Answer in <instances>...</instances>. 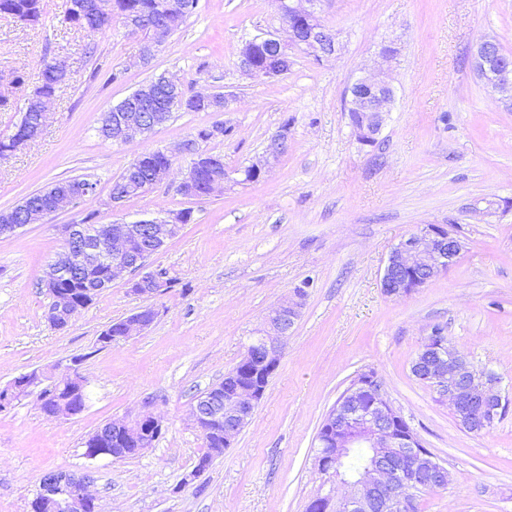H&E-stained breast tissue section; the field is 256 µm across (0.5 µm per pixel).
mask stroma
<instances>
[{
	"mask_svg": "<svg viewBox=\"0 0 512 512\" xmlns=\"http://www.w3.org/2000/svg\"><path fill=\"white\" fill-rule=\"evenodd\" d=\"M66 2L41 0L34 26L0 16V76L23 77L0 108V134L19 122L45 60L64 58L69 70L42 135L0 162V210L61 179L96 185L77 208L0 237V388L33 371L55 382L75 365L89 399L68 420L45 416L33 394L0 411V512H29L51 471L91 473L100 512H306L327 490L314 466L320 425L368 370L450 472L445 489L417 496L416 512H512V404L474 435L411 373L423 337L439 326L512 400V104L471 60L486 38L512 55V0H323L321 20L343 45L338 58L321 63L295 48L275 79L235 66L246 39L277 26L273 0H198L145 66L144 33L116 19L107 34H89L67 20ZM387 43L398 50L396 101L380 146L363 147L343 93ZM161 75L231 100L221 112L174 113L130 143L99 138L101 114ZM215 124L227 132L207 148L229 170L257 161L283 128L288 148L265 179L216 196L179 193L182 158L151 191L105 207L139 154ZM187 208L191 223L147 261L174 278L166 294L148 300L117 281L67 329L49 326L40 281L63 248L61 225L93 210L110 224ZM421 224L452 226L464 249L447 273L390 299L380 286L388 256ZM299 288L305 305L251 422L191 478L205 451L189 418L196 397L241 361L268 312ZM146 305L157 311L147 329L98 349L107 326ZM146 405L162 420L152 448L85 458L88 434Z\"/></svg>",
	"mask_w": 512,
	"mask_h": 512,
	"instance_id": "1",
	"label": "stroma"
}]
</instances>
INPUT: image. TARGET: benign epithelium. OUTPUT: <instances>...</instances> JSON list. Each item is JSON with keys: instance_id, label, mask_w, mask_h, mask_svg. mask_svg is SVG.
Here are the masks:
<instances>
[{"instance_id": "benign-epithelium-1", "label": "benign epithelium", "mask_w": 512, "mask_h": 512, "mask_svg": "<svg viewBox=\"0 0 512 512\" xmlns=\"http://www.w3.org/2000/svg\"><path fill=\"white\" fill-rule=\"evenodd\" d=\"M321 0H278L276 16L279 27L262 36L244 42L237 69L244 74H260L275 78L288 72L290 48H301L317 60L336 57L340 45L336 34L322 24ZM187 0H161L162 17L179 20L186 14ZM269 41L274 52L266 55L261 65L255 63L251 46ZM496 41L483 39L472 53L478 77L500 93L512 99V60L494 52ZM53 97L34 91L26 107L36 115L33 127L10 140L5 153L9 157L33 141L47 125ZM202 110L219 112L228 106L229 95H207L201 92L186 99L180 81L163 76L142 85L126 98L122 108L104 114L99 132L116 143H129L161 125L168 111L187 102ZM395 89L383 72H367L356 77L344 91L345 106L351 112V128L362 146L375 147L382 128L392 111ZM288 148V128H283L267 145L263 160L232 172L215 173L203 189H198L197 170L208 161V155L196 142L185 139L175 151L166 155L175 161L190 158V166L179 185L188 199L199 200L224 191L228 182L244 184L258 182L272 171L280 155ZM90 186L80 184L55 188L50 192L49 205L24 208L23 224L13 223L12 210L0 211V231L15 233L22 226L34 224L68 208H74L89 193ZM189 210L170 211L164 216L129 223L107 224L91 230L85 224H65L61 235L66 248L62 260L50 265L43 287L52 299L51 326L67 327L79 314L70 296L59 291L60 283L73 273L93 264L109 265V278L96 286L100 290L115 281L137 274L131 281V291L141 297L156 298L167 292L170 280L152 271H145L147 252L145 239L155 248L177 237L190 223ZM463 244L460 238L443 224H423L391 251L381 278L384 294L393 299L410 295L448 272L455 264ZM306 294L297 290L282 299L266 317L243 356L240 365L254 377L251 385H236L233 392L221 395L209 393L191 407L192 424L202 435L224 425V447L212 449L219 455L231 446L248 424L263 391L267 374L279 366L282 350L291 335L304 306ZM152 308L145 307L123 320L122 338L129 339L149 325ZM416 379L429 386L439 402H448L457 421L468 432L479 435L499 419L508 399L500 381L490 373L477 374L466 359L448 343V338L431 331L411 365ZM36 374L14 378L9 389L14 394L35 388ZM327 437L315 458L319 473L336 479V494L319 495L309 508L312 512H407L412 502L404 490L417 493L443 489L450 473L430 449L426 448L401 412L387 399L381 380L373 371L364 372L342 393L325 416ZM112 432L126 433L137 441L136 451L148 449L150 436L161 431V419L145 409L134 419L116 418L109 422ZM355 448H367L375 454V463L350 475L340 463ZM96 499L93 479L89 474L73 476L59 471L44 475L34 493L29 512H84Z\"/></svg>"}]
</instances>
